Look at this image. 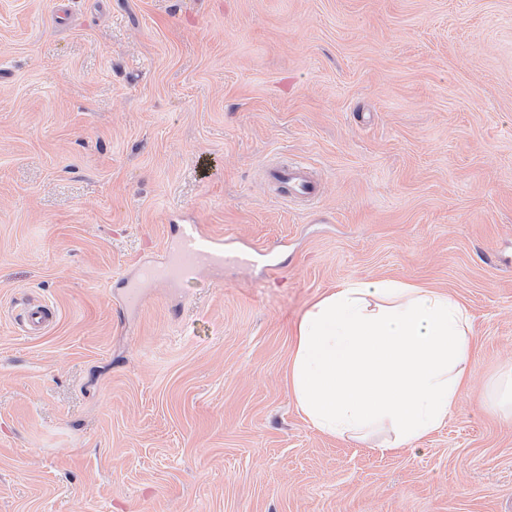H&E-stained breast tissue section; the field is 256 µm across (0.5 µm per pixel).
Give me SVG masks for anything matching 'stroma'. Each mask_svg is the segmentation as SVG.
Instances as JSON below:
<instances>
[{
    "label": "stroma",
    "mask_w": 512,
    "mask_h": 512,
    "mask_svg": "<svg viewBox=\"0 0 512 512\" xmlns=\"http://www.w3.org/2000/svg\"><path fill=\"white\" fill-rule=\"evenodd\" d=\"M293 161L316 203L268 187ZM175 224L266 265L126 307ZM380 279L474 324L419 453L285 380L306 309ZM511 369L512 0H0V512H512ZM19 317L27 334L40 336L56 322L57 312L51 306L36 304L25 308Z\"/></svg>",
    "instance_id": "1"
}]
</instances>
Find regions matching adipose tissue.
<instances>
[{"mask_svg": "<svg viewBox=\"0 0 512 512\" xmlns=\"http://www.w3.org/2000/svg\"><path fill=\"white\" fill-rule=\"evenodd\" d=\"M288 387L319 432L383 433L395 454L440 430L472 376L473 323L448 292L397 280L344 283L294 330Z\"/></svg>", "mask_w": 512, "mask_h": 512, "instance_id": "adipose-tissue-1", "label": "adipose tissue"}]
</instances>
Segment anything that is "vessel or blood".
Returning <instances> with one entry per match:
<instances>
[{
	"label": "vessel or blood",
	"mask_w": 512,
	"mask_h": 512,
	"mask_svg": "<svg viewBox=\"0 0 512 512\" xmlns=\"http://www.w3.org/2000/svg\"><path fill=\"white\" fill-rule=\"evenodd\" d=\"M273 177L284 186L282 200L313 201L321 195V182L307 165L297 163L277 167ZM177 236L170 258L161 267L147 269L146 277L186 283L208 268L220 269L239 261L238 256L225 254L223 237L206 231L201 225H180ZM20 320L27 334L39 336L56 322L57 312L51 306L36 304L25 308Z\"/></svg>",
	"instance_id": "vessel-or-blood-1"
}]
</instances>
